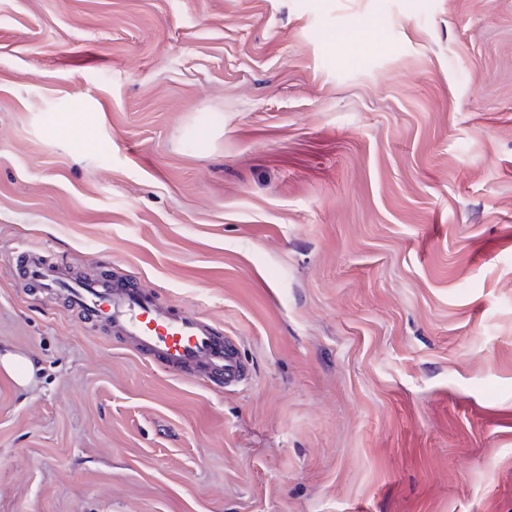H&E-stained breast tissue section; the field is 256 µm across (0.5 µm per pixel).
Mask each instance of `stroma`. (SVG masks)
Returning <instances> with one entry per match:
<instances>
[{
	"label": "stroma",
	"instance_id": "stroma-1",
	"mask_svg": "<svg viewBox=\"0 0 512 512\" xmlns=\"http://www.w3.org/2000/svg\"><path fill=\"white\" fill-rule=\"evenodd\" d=\"M24 243L248 386L33 297ZM0 350V512H512V0H0ZM14 260L28 286L61 293L70 309L103 323L116 340L171 376L225 390L249 383L235 341L198 312L164 305L156 294L124 280L73 276L35 247L20 249ZM1 363L17 384L24 386L32 372V365L29 360L13 353H6L1 358Z\"/></svg>",
	"mask_w": 512,
	"mask_h": 512
}]
</instances>
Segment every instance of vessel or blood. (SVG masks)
<instances>
[{
  "label": "vessel or blood",
  "mask_w": 512,
  "mask_h": 512,
  "mask_svg": "<svg viewBox=\"0 0 512 512\" xmlns=\"http://www.w3.org/2000/svg\"><path fill=\"white\" fill-rule=\"evenodd\" d=\"M14 260L28 286L61 293L70 309L103 323L116 340L171 376L227 389L248 384L235 341L198 312L162 304L156 294L123 280L73 276L35 247L20 249Z\"/></svg>",
  "instance_id": "vessel-or-blood-1"
}]
</instances>
